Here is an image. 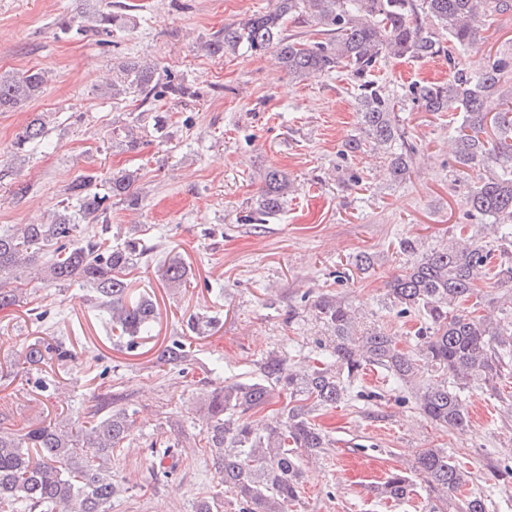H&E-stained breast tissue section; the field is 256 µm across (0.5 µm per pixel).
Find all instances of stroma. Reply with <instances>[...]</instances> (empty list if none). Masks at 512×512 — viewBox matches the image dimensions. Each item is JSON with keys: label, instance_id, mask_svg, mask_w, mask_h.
Listing matches in <instances>:
<instances>
[{"label": "stroma", "instance_id": "stroma-1", "mask_svg": "<svg viewBox=\"0 0 512 512\" xmlns=\"http://www.w3.org/2000/svg\"><path fill=\"white\" fill-rule=\"evenodd\" d=\"M272 0H0V74L46 70L43 94L23 109L0 112V225L44 224L67 185L79 175L132 172L144 194L140 209L116 204L109 216L113 243L136 238L154 247L153 261L132 273L137 293L158 303L160 317L135 349L106 330V315L78 285L27 286L24 303L0 309V363L18 360L42 337L68 350L66 361L45 359L14 378L0 379V416L22 428L55 413L84 415L98 396L123 394L134 411L135 440L112 457V477L127 490L111 512H192L197 500L224 497L237 512L209 453L195 450L210 390L255 376V363L275 350L290 361L323 358L325 331L312 315L317 295L330 293L409 346L416 316L386 308L385 284L405 257L399 243L440 247L466 225L483 237L485 222L468 217L464 198L478 180H456L448 152V118L402 110L415 152L405 181L378 176L373 153L342 155L358 134L355 91L342 74L289 79L268 55L213 56L202 42L224 25L268 11ZM94 11L112 13L109 44L94 32L77 35L64 22ZM512 48V12L495 17L463 58L480 72L490 55ZM154 60L162 80L199 87L183 102L162 96L104 94L109 74L126 61ZM448 76L444 60L387 59L378 79L398 91ZM50 122L44 141L13 161L14 142L34 114ZM163 116L162 133L140 148L121 140L136 119ZM277 168L291 183L288 204L268 223H243L261 191L264 171ZM368 255V270L356 266ZM176 257L189 270L183 288L168 287L161 263ZM215 326L200 337L192 317ZM174 341L190 348L185 370L157 366L158 349ZM512 377L497 392L474 389L465 402L471 426L457 433L421 417L390 373L367 367L336 407L314 421L331 440L302 463L293 512H430L436 492L417 481L409 498H381L376 488L394 470H408L426 448H442L472 474L464 495L482 492L489 512H512V481L492 469L512 465ZM165 437L182 445L168 476L150 444Z\"/></svg>", "mask_w": 512, "mask_h": 512}]
</instances>
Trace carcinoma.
<instances>
[{
  "label": "carcinoma",
  "instance_id": "carcinoma-1",
  "mask_svg": "<svg viewBox=\"0 0 512 512\" xmlns=\"http://www.w3.org/2000/svg\"><path fill=\"white\" fill-rule=\"evenodd\" d=\"M512 10V0H274L272 9L248 15L224 26L207 40L213 55L241 50L272 55L291 79L311 74L343 73L357 87L359 134L344 153L371 150L384 159L391 183L406 180L411 146L395 112V97L373 79L388 58L448 63L446 82L413 83L402 94L411 107L448 115L452 157L461 174L486 168L469 190L465 205L472 217L491 219L493 238H459L430 250L409 238L400 242L407 256L404 268L387 283L386 297L397 315H418L413 345L403 348L396 337L358 325L352 308L334 295L323 294L312 309L328 336L329 360L295 368L278 351L256 363V377L230 382L206 400L205 448L216 460L224 490L239 512H289L299 499L300 461L317 457L329 447L326 432L313 414L343 398L344 380H353L368 366L380 367L414 390L419 413L436 425L457 433L470 427L463 393L472 387L496 388V380L512 370V320L495 322L479 315L486 298L478 284L486 279L506 287L512 312V52H500L486 68L472 74L461 58L474 47L482 28L495 16ZM114 16L97 13L75 21L79 32L93 29L110 34ZM315 27L319 40L285 34V23ZM121 85H108L112 95L136 93L141 104L159 96L157 65L131 60L123 65ZM46 73L29 69L0 75V111L25 106L43 92ZM173 98H193L197 90L168 82ZM49 134L45 119L34 116L18 134L17 152ZM263 187L245 222L264 224L278 215L288 198V177L278 169L262 175ZM127 172L101 179L82 174L65 189L48 224L0 227V308L24 299L22 285L32 277L47 286L73 283L90 288L92 304L108 313L110 332L128 346L147 335L157 318L154 303L130 292L129 275L148 260V251L135 239L114 246L108 233L107 202L138 209L142 198ZM101 222V230L94 224ZM165 280L181 286L187 279L183 262L163 264ZM53 351L68 357L60 344L35 341L22 351V364L34 365ZM189 351L180 342L159 350L156 361L178 368ZM283 393L286 404L271 422H256L246 414L261 409L272 394ZM121 397L106 394L87 412L89 425L44 421L14 429L0 419V512H109L112 499L126 491L112 479L107 466L112 453L125 448L135 428L126 409L112 410ZM411 471L423 476L439 501L472 481L448 452L427 448L418 452ZM413 492L412 480L391 473L381 493L401 501ZM194 512H224V499L203 497Z\"/></svg>",
  "mask_w": 512,
  "mask_h": 512
}]
</instances>
